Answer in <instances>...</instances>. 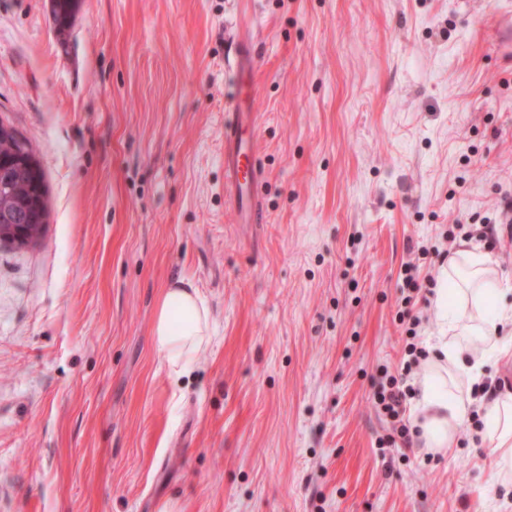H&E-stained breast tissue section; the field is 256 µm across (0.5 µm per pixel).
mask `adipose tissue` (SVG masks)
I'll use <instances>...</instances> for the list:
<instances>
[{
	"label": "adipose tissue",
	"instance_id": "obj_1",
	"mask_svg": "<svg viewBox=\"0 0 512 512\" xmlns=\"http://www.w3.org/2000/svg\"><path fill=\"white\" fill-rule=\"evenodd\" d=\"M494 259L480 248H461L441 271L434 309L440 334L423 374L414 382L416 422L426 451L443 454L457 442L471 408H478L483 435L495 454L494 480L512 485V392L474 400L467 384L501 349L500 332L512 322V280L497 275ZM211 313L196 289L179 284L167 288L153 320V336L164 362L175 375L184 374L209 346Z\"/></svg>",
	"mask_w": 512,
	"mask_h": 512
}]
</instances>
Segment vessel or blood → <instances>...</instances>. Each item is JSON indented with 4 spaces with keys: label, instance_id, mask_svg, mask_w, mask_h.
Wrapping results in <instances>:
<instances>
[{
    "label": "vessel or blood",
    "instance_id": "b4317fda",
    "mask_svg": "<svg viewBox=\"0 0 512 512\" xmlns=\"http://www.w3.org/2000/svg\"><path fill=\"white\" fill-rule=\"evenodd\" d=\"M237 74L253 73L257 60L250 41H238L234 50ZM254 109H243L233 104L224 119V186L236 202L240 221L254 224L258 221L259 206L256 196L246 194L249 186H257L263 178V169L257 161L252 143L243 136L245 126L253 125Z\"/></svg>",
    "mask_w": 512,
    "mask_h": 512
}]
</instances>
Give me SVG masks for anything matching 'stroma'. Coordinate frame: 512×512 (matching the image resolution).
<instances>
[{
    "label": "stroma",
    "instance_id": "obj_1",
    "mask_svg": "<svg viewBox=\"0 0 512 512\" xmlns=\"http://www.w3.org/2000/svg\"><path fill=\"white\" fill-rule=\"evenodd\" d=\"M250 34L263 220L224 189ZM0 118L49 223L0 245V512H492L473 419L382 453L371 396L423 347L449 253L496 225L512 276V0H0ZM414 263L417 284L405 280ZM212 341L170 374L174 283ZM234 55V67L236 74H253L257 68V60L252 42L239 40L235 46ZM211 313L195 288L182 283L167 288L153 320V336L175 376L184 374L209 346Z\"/></svg>",
    "mask_w": 512,
    "mask_h": 512
}]
</instances>
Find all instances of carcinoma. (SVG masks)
I'll return each instance as SVG.
<instances>
[{
  "instance_id": "cac0c4a2",
  "label": "carcinoma",
  "mask_w": 512,
  "mask_h": 512,
  "mask_svg": "<svg viewBox=\"0 0 512 512\" xmlns=\"http://www.w3.org/2000/svg\"><path fill=\"white\" fill-rule=\"evenodd\" d=\"M78 0H52L57 25L64 28L76 12ZM15 128H0V243L16 249L27 247L12 230L24 224L29 236L39 238L48 224L46 174L31 145L19 143Z\"/></svg>"
}]
</instances>
